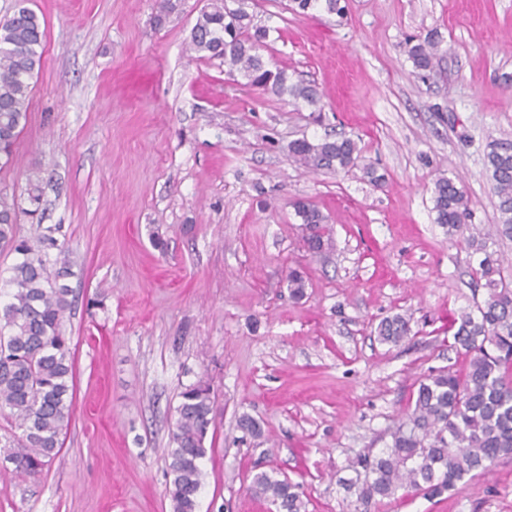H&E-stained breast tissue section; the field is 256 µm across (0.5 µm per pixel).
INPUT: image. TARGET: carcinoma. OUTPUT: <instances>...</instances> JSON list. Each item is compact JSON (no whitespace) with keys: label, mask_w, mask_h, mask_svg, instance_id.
Masks as SVG:
<instances>
[{"label":"carcinoma","mask_w":512,"mask_h":512,"mask_svg":"<svg viewBox=\"0 0 512 512\" xmlns=\"http://www.w3.org/2000/svg\"><path fill=\"white\" fill-rule=\"evenodd\" d=\"M208 0L189 34L188 46L200 58H221L228 73L240 72L249 85L281 96L288 94L319 112L318 89L303 81L287 84L281 72L267 68L258 50L270 28L254 22L248 0ZM304 13L324 9L341 14L340 0H293ZM46 39L43 19L16 0L13 15L0 23V155L8 167L27 121L35 72L42 66ZM415 69L428 78L439 67V42L431 37L408 48ZM296 162L310 171L345 170L355 166L359 149L347 137L291 145ZM485 167L492 191L498 198L499 223L483 231L470 223L471 213L462 188L446 176L434 183V222L446 228L448 238L476 261L473 271L485 280L487 297L462 312L453 334L463 351L466 369L431 371L418 381L414 405L392 434V442L373 458L353 463L364 481L357 501L362 512L398 490L410 488L425 497L462 489L466 477L487 472L501 457L512 455V282L506 280L493 246L512 240V139L487 145ZM30 208L20 207L15 194L0 188V244L20 256L11 269L9 301L0 304V416L21 430L4 460L14 472L29 478L40 476L59 453L60 435L73 412V353L71 339L62 330L63 315L70 305L68 260L55 273L47 269L44 248L56 246L51 236L35 240L16 238L19 214H36L43 197V178L30 175L26 185ZM296 213L310 231L304 242L312 254L331 245L327 217L314 205L299 201ZM291 295L305 294L300 271H288ZM378 339L394 346L411 335L410 319L395 314L380 321ZM215 394L211 383L200 380L181 393L177 419L171 433L168 493L172 512H197L198 492L204 474L200 459L205 440L215 426ZM250 493L276 512H305L298 484L265 471L255 474Z\"/></svg>","instance_id":"carcinoma-1"}]
</instances>
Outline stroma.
<instances>
[{
	"label": "stroma",
	"mask_w": 512,
	"mask_h": 512,
	"mask_svg": "<svg viewBox=\"0 0 512 512\" xmlns=\"http://www.w3.org/2000/svg\"><path fill=\"white\" fill-rule=\"evenodd\" d=\"M206 3L181 0L158 26L156 0L29 2L47 39L0 186L25 199L42 171L41 221L20 216L16 231L57 228L47 266L71 264L75 410L40 477L0 475V512H171L170 434L201 379L216 426L198 512H264L248 492L261 470L298 483L306 512H355L352 461L390 444L430 369L466 365L451 320L487 290L435 224L432 191L447 176L472 223L498 221L484 152L512 137V0H345L341 16L251 0L271 28L263 61L315 84L318 113L190 53ZM431 33L439 71L425 80L406 42ZM328 134L357 141V167L296 163L295 140ZM300 200L333 227L323 253L305 247ZM396 313L412 335L382 344L374 329ZM245 413L261 437L242 435ZM376 512H512V456Z\"/></svg>",
	"instance_id": "35a3bbf8"
}]
</instances>
